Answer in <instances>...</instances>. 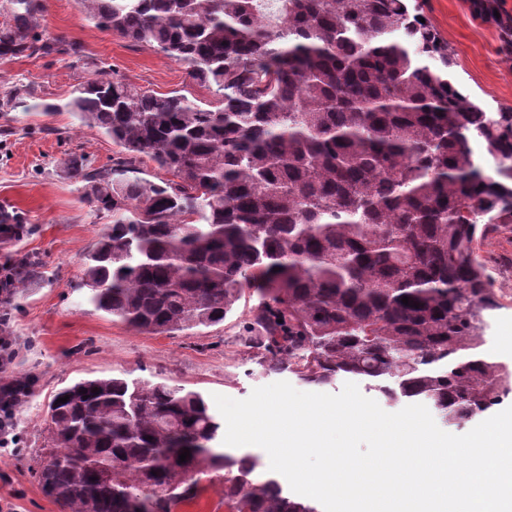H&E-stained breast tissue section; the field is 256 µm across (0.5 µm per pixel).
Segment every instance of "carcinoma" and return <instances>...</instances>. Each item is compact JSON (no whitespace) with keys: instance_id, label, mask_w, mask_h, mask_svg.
I'll use <instances>...</instances> for the list:
<instances>
[{"instance_id":"1","label":"carcinoma","mask_w":512,"mask_h":512,"mask_svg":"<svg viewBox=\"0 0 512 512\" xmlns=\"http://www.w3.org/2000/svg\"><path fill=\"white\" fill-rule=\"evenodd\" d=\"M80 4L218 96L205 108L100 72L62 106L121 147L106 165L68 167L112 217L82 269L97 309L174 335L224 322L255 290L247 342L284 354L270 371L317 387L358 377L451 424L512 393V369L483 350L494 300L474 251L479 230L512 224V109L485 112L435 71L448 48L406 0ZM0 11L1 57L65 43L36 32L40 0ZM474 139L498 177L475 162ZM144 157L171 179L138 177ZM49 412L51 462L35 477L61 512H176L220 470L230 512H319L255 457L216 446L224 423L199 392L97 377Z\"/></svg>"}]
</instances>
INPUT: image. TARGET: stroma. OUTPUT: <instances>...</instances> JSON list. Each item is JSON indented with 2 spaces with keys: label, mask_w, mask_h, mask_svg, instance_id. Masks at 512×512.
I'll use <instances>...</instances> for the list:
<instances>
[{
  "label": "stroma",
  "mask_w": 512,
  "mask_h": 512,
  "mask_svg": "<svg viewBox=\"0 0 512 512\" xmlns=\"http://www.w3.org/2000/svg\"><path fill=\"white\" fill-rule=\"evenodd\" d=\"M472 2L408 0V6L448 45L453 64L442 75L484 111L512 108V34L505 29L512 24V0H498L496 20L479 17ZM42 4V31L64 36L66 47L49 55L0 57V92L22 86L29 93L25 106L0 111V208L20 215L27 226L22 241H0V265L25 256L38 263L24 288L0 301L17 351L10 374L36 380L35 395L14 416L18 447H0V499L13 500L17 512H60L32 469L49 436L52 397L76 381L119 376L179 385L207 399L221 394L238 400L277 381L302 386L289 372L266 371L270 353L246 343L255 294H245L220 324L168 336L138 332L95 310L78 289L81 259L108 220L91 210L65 163L81 157L98 167L119 148L97 130L79 126L71 113L44 112V104L65 103L100 69L141 91H176L212 105L217 97L190 77L186 65L97 27L78 0ZM477 255L495 298L485 315V349L511 365L503 335L512 328V224L483 236Z\"/></svg>",
  "instance_id": "35a3bbf8"
}]
</instances>
